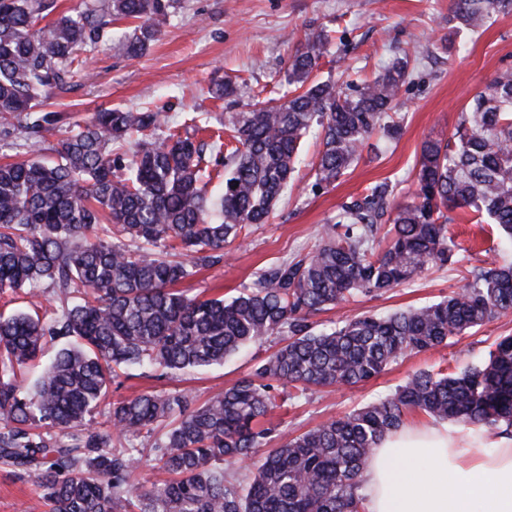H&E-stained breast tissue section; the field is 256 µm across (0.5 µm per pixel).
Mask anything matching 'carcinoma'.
Masks as SVG:
<instances>
[{
  "instance_id": "1",
  "label": "carcinoma",
  "mask_w": 512,
  "mask_h": 512,
  "mask_svg": "<svg viewBox=\"0 0 512 512\" xmlns=\"http://www.w3.org/2000/svg\"><path fill=\"white\" fill-rule=\"evenodd\" d=\"M178 0H0V114L16 123L29 159L0 163V292L52 288L60 305L41 320L0 314V463L32 480L49 512H361L363 468L371 449L410 412L496 435L512 434V336L457 371L422 370L394 393L297 436L258 421L277 403L312 387L355 385L408 352L512 312V263L483 267L448 298L388 315L363 313L326 331L310 318L358 295H379L434 265L459 262L449 213L467 209L512 238V70L498 72L459 113L446 141L427 140L415 165L413 201L390 206L388 183L344 204L318 248L258 274L230 300L190 295L176 285L220 263L251 224H265L293 183L300 148L320 130L316 185L334 184L362 157L377 131L393 138L402 87L433 48L405 51L377 76L310 82L331 43L306 34L289 59L280 101L230 112L221 135L210 122L181 127L148 106L104 109L70 129L52 161L44 132L63 121L40 109L49 92L76 86L78 52L114 22L130 57L146 53ZM512 0H453L448 22L477 31ZM54 16L48 28L39 21ZM214 99L237 94L232 80L208 87ZM228 168L210 187V156ZM285 344L253 372L198 403L183 391H152L101 409L117 370L149 368L158 377L217 364L272 335ZM50 342L59 345L31 387L17 381ZM146 434L149 453L125 443ZM227 459L250 462L243 484ZM159 469L162 484L134 481Z\"/></svg>"
}]
</instances>
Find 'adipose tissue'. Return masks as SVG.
Masks as SVG:
<instances>
[{
	"label": "adipose tissue",
	"mask_w": 512,
	"mask_h": 512,
	"mask_svg": "<svg viewBox=\"0 0 512 512\" xmlns=\"http://www.w3.org/2000/svg\"><path fill=\"white\" fill-rule=\"evenodd\" d=\"M366 512H512V437L404 427L372 449Z\"/></svg>",
	"instance_id": "1"
}]
</instances>
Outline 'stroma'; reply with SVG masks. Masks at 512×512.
<instances>
[{
  "mask_svg": "<svg viewBox=\"0 0 512 512\" xmlns=\"http://www.w3.org/2000/svg\"><path fill=\"white\" fill-rule=\"evenodd\" d=\"M452 0H180V8L160 39L145 55L131 58L117 47L122 35H111L80 51L83 72L72 91L53 96L44 110L71 119L90 117L110 107L151 104L171 121L189 112L223 117L230 106L207 93L211 80L232 78L243 101L279 97L290 55L310 30H331L333 41L313 76L342 79L374 78L400 50L436 44L435 59L420 66L400 94L405 117L398 141L374 134L361 160L333 186L313 190L316 138L302 148V163L292 189L276 204L268 223L247 228L245 238L228 247L223 261L203 270L182 287L189 294L232 297L251 285L258 272L303 256L316 247L323 225L333 223L341 205L365 194L379 181L392 185L393 206L413 200V170L428 139H448L459 112L496 74L512 69V15H500L478 32H453L448 27ZM448 231L459 244L462 260L435 267L413 281L381 295L363 296L313 317L316 327L359 313L387 314L435 303L463 284L464 269L512 262V240L496 226L477 223L472 212L455 210ZM512 335V314L502 315L448 345L413 352L379 376L357 385L314 388L268 416L279 431L299 434L328 419L386 397L423 369L456 370L484 355L498 337ZM276 339L250 344L223 365L188 370L170 378L132 370L110 399L141 392L183 390L198 401L221 393L254 370L276 347ZM0 512H48L39 490L0 465Z\"/></svg>",
  "mask_w": 512,
  "mask_h": 512,
  "instance_id": "obj_1",
  "label": "stroma"
}]
</instances>
